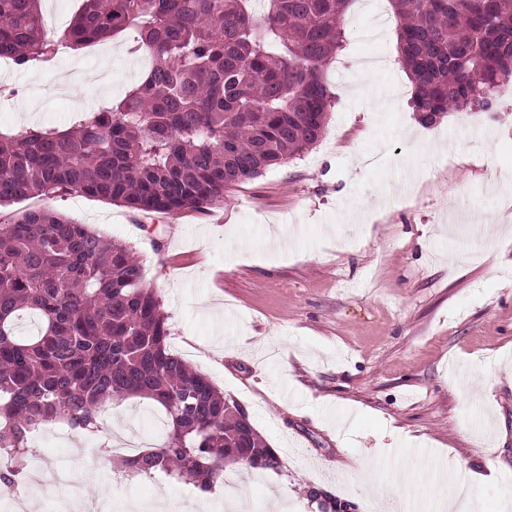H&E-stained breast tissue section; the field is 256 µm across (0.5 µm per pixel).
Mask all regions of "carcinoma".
<instances>
[{
    "label": "carcinoma",
    "mask_w": 512,
    "mask_h": 512,
    "mask_svg": "<svg viewBox=\"0 0 512 512\" xmlns=\"http://www.w3.org/2000/svg\"><path fill=\"white\" fill-rule=\"evenodd\" d=\"M82 0L60 42L81 50L133 29L153 58L118 101L71 126L0 130V208L84 194L141 213L201 210L315 145L332 95L325 66L352 0ZM418 121L488 110L512 82V0H390ZM58 42V43H60ZM41 0H0V58L26 68L55 54ZM24 312L37 333L19 336ZM166 316L132 248L50 208L0 224V450L23 473L30 434H95L100 409L158 404L166 438L122 459L211 494L224 468L280 460L205 374L172 353Z\"/></svg>",
    "instance_id": "cac0c4a2"
}]
</instances>
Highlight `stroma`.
<instances>
[{"mask_svg":"<svg viewBox=\"0 0 512 512\" xmlns=\"http://www.w3.org/2000/svg\"><path fill=\"white\" fill-rule=\"evenodd\" d=\"M389 0H353L346 40L325 67L322 139L202 210L137 214L73 194L47 205L131 246L167 316L174 352L247 410L279 470L237 464L222 489L131 477L101 445L150 440L160 407L106 406L94 436L61 427L30 442L36 512H66L47 481L61 459L106 512H434L464 484L473 512L512 502V91L484 112L426 127L410 106ZM135 31L27 69L0 72V128L69 127L121 98L147 67ZM402 465L407 481L393 486Z\"/></svg>","mask_w":512,"mask_h":512,"instance_id":"stroma-1","label":"stroma"}]
</instances>
